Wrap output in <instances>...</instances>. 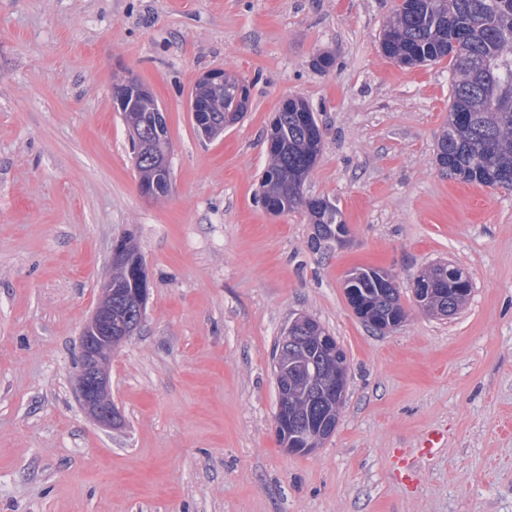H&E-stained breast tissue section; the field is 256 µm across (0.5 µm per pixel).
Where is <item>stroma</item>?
I'll return each instance as SVG.
<instances>
[{"label": "stroma", "instance_id": "1", "mask_svg": "<svg viewBox=\"0 0 512 512\" xmlns=\"http://www.w3.org/2000/svg\"><path fill=\"white\" fill-rule=\"evenodd\" d=\"M397 2L0 0V512H512V193L436 165L451 70L381 54ZM214 69L242 75L252 100L205 140L189 103ZM128 71L167 119L159 198L141 195L112 106ZM292 96L323 130L303 193L349 230L325 255L306 209L259 201L267 132ZM123 236L149 300L112 357L124 423L110 429L74 374ZM439 261L472 280L447 319L413 298ZM357 266L394 277L401 326L379 333L352 311ZM301 315L348 364L336 429L306 455L275 424L273 354ZM431 429L444 446L403 487L393 451Z\"/></svg>", "mask_w": 512, "mask_h": 512}]
</instances>
